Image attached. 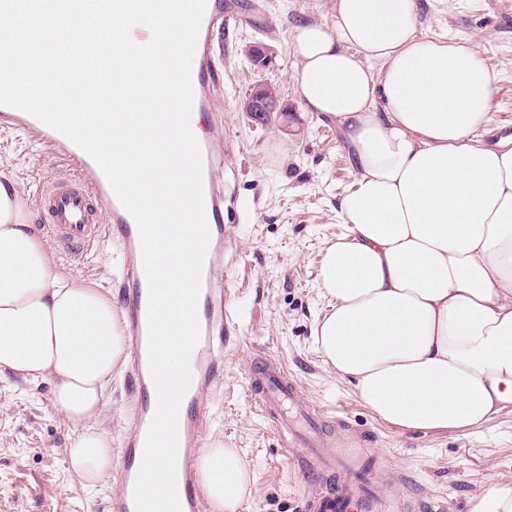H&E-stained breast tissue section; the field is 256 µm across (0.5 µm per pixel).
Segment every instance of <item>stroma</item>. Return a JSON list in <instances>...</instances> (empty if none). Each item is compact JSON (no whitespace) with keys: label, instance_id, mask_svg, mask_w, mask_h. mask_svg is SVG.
<instances>
[{"label":"stroma","instance_id":"obj_1","mask_svg":"<svg viewBox=\"0 0 512 512\" xmlns=\"http://www.w3.org/2000/svg\"><path fill=\"white\" fill-rule=\"evenodd\" d=\"M224 51V93L212 112L224 116V221L233 246L222 279L238 338L224 350V398L204 438L242 449L255 482L242 512H301L344 477L302 448L285 444L246 387L254 361L280 362L298 384L302 403L330 419L327 449L363 448L354 471L374 481L380 512H468L470 500L493 482L512 480V407L487 424L448 433L401 431L360 401L353 382L336 378L313 344L315 319L326 302L316 279L325 245L347 231L338 203L354 175L336 123L306 111L295 92L297 25L328 23L333 0H261ZM419 35L462 40L474 47L495 77L494 98L482 141L512 137V0H416ZM274 89L281 111L253 121L243 104L256 83ZM0 172L30 199L32 221L48 215L33 200L55 179L72 175L66 163L29 136L0 131ZM62 269L122 302L116 288L122 259L101 242L81 254L44 237ZM124 370L105 387L97 425L120 448L130 422ZM78 433L56 410L52 386L20 379L0 382V512H109L118 488L105 481L86 488L69 469Z\"/></svg>","mask_w":512,"mask_h":512}]
</instances>
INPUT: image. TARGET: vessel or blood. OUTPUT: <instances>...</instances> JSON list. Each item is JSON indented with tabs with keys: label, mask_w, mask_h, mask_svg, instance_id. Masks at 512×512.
Masks as SVG:
<instances>
[{
	"label": "vessel or blood",
	"mask_w": 512,
	"mask_h": 512,
	"mask_svg": "<svg viewBox=\"0 0 512 512\" xmlns=\"http://www.w3.org/2000/svg\"><path fill=\"white\" fill-rule=\"evenodd\" d=\"M238 0H207L192 69L193 109L209 111L224 88L220 64L222 35L232 34L239 20ZM0 129L35 131L47 149L59 159L76 164V178L62 179L43 190L38 205L50 217L52 236L71 251L81 252L93 242L110 241L121 250L125 265L118 288L123 294L121 319L127 345L126 408L131 426L122 440L121 465L115 479L121 487L109 503L110 512H135L133 493L143 448L154 411L156 392L148 362L147 283L143 271L137 226L115 196L97 164L62 134L31 115L0 105ZM203 155V189L210 243L202 273L198 301L201 337L191 356L193 380L179 415L177 488L182 512H200L197 458L208 427V403L224 396V348L234 340L225 304L224 284L214 277L224 264V248L230 239L224 223V186L216 171L224 163V122L212 118L200 136ZM247 389L269 416L275 428L287 433L299 447L318 453L324 443V416L311 406L296 403L298 387L282 365L262 361L254 365ZM314 512H378V499L359 480L324 493Z\"/></svg>",
	"instance_id": "b4317fda"
}]
</instances>
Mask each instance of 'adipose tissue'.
<instances>
[{
  "label": "adipose tissue",
  "mask_w": 512,
  "mask_h": 512,
  "mask_svg": "<svg viewBox=\"0 0 512 512\" xmlns=\"http://www.w3.org/2000/svg\"><path fill=\"white\" fill-rule=\"evenodd\" d=\"M292 46L296 93L335 119L354 170L339 203L348 231L318 272L317 350L399 430L485 425L512 406V139L479 136L492 74L473 47L418 36L416 0H336L332 21L297 26ZM125 356L111 298L53 263L0 179V380L51 383L90 486L112 469L95 421ZM197 467L212 512H240L254 476L239 449L203 448Z\"/></svg>",
  "instance_id": "obj_1"
}]
</instances>
